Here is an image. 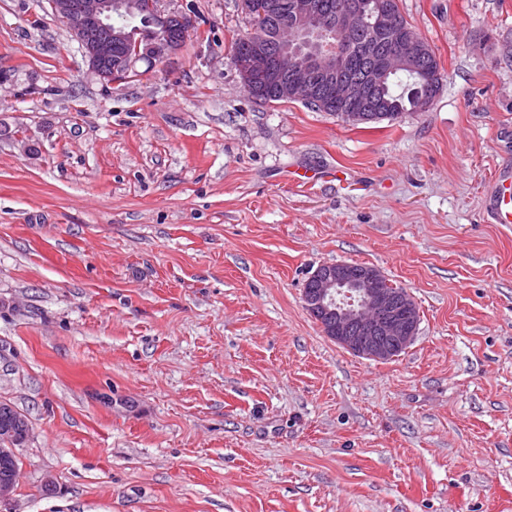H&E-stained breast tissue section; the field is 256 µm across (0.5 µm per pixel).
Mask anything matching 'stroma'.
I'll use <instances>...</instances> for the list:
<instances>
[{"label": "stroma", "mask_w": 512, "mask_h": 512, "mask_svg": "<svg viewBox=\"0 0 512 512\" xmlns=\"http://www.w3.org/2000/svg\"><path fill=\"white\" fill-rule=\"evenodd\" d=\"M121 85L47 0H0V400L30 427L0 512H512V0H399L441 88L349 126L245 93L241 0ZM311 175L308 183L296 171ZM420 312L376 362L302 299L323 263ZM486 215L491 224H512V173L499 169L486 203Z\"/></svg>", "instance_id": "1"}]
</instances>
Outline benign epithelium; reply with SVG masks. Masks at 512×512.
<instances>
[{
    "label": "benign epithelium",
    "mask_w": 512,
    "mask_h": 512,
    "mask_svg": "<svg viewBox=\"0 0 512 512\" xmlns=\"http://www.w3.org/2000/svg\"><path fill=\"white\" fill-rule=\"evenodd\" d=\"M52 14L78 42L88 72L108 85H115L113 71L135 72L136 56L118 55L127 46V33L112 25V12L139 17L154 28L158 38L151 48L166 60L182 48L184 32L193 27L187 15L166 14L159 0H48ZM369 9L367 0H346L336 11H317L313 0H291V39L277 52L253 45L246 52H233L232 63L243 89L253 87L256 78L286 99L320 104L325 93L336 90L363 109L345 112L342 121L351 125L375 119L378 90L389 73L398 68L420 69L427 59V43L409 30L391 8L375 7L373 27L383 38V50L373 62L357 73L348 71L356 46L350 35L360 28ZM313 289L304 293L306 309L316 318L323 333L359 357L388 361L414 341L419 312L404 288H387L383 274L366 265L348 262L325 263L309 276ZM28 423L18 417L0 429V458L14 455L28 435Z\"/></svg>",
    "instance_id": "benign-epithelium-1"
}]
</instances>
